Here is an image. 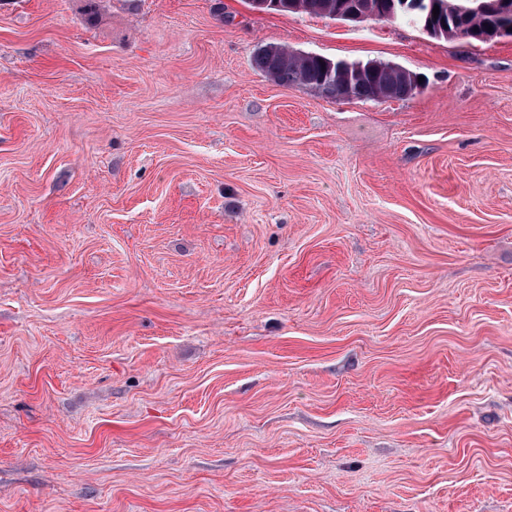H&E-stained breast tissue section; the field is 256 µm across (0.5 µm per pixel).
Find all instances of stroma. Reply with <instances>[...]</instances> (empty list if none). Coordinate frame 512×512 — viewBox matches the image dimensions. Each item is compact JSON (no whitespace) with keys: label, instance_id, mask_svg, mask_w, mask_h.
Returning a JSON list of instances; mask_svg holds the SVG:
<instances>
[{"label":"stroma","instance_id":"35a3bbf8","mask_svg":"<svg viewBox=\"0 0 512 512\" xmlns=\"http://www.w3.org/2000/svg\"><path fill=\"white\" fill-rule=\"evenodd\" d=\"M0 512H512V39L0 0ZM255 61L274 82L304 86L335 99L343 98L345 91L358 99H384L378 95L386 90L387 97L404 99L410 97L408 85L412 95L421 89L415 75L409 84L408 73L398 71L391 76L382 63L350 64L316 54L297 56L286 46H266L257 53Z\"/></svg>","mask_w":512,"mask_h":512}]
</instances>
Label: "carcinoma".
I'll use <instances>...</instances> for the list:
<instances>
[{"mask_svg":"<svg viewBox=\"0 0 512 512\" xmlns=\"http://www.w3.org/2000/svg\"><path fill=\"white\" fill-rule=\"evenodd\" d=\"M438 17L432 22L447 26L448 38L468 43L478 41L482 28L497 21L494 14L480 4L485 0H435ZM401 0H271L268 12L308 13L330 17L338 12L360 11L379 17L392 14L390 20H410L423 25L424 20L400 7ZM257 66L273 81L304 86L327 97L341 98L345 92L352 97L370 100L384 91L389 98L409 97L406 72L395 75L379 63H347L316 55L297 56L286 46H266L256 55Z\"/></svg>","mask_w":512,"mask_h":512,"instance_id":"1","label":"carcinoma"}]
</instances>
